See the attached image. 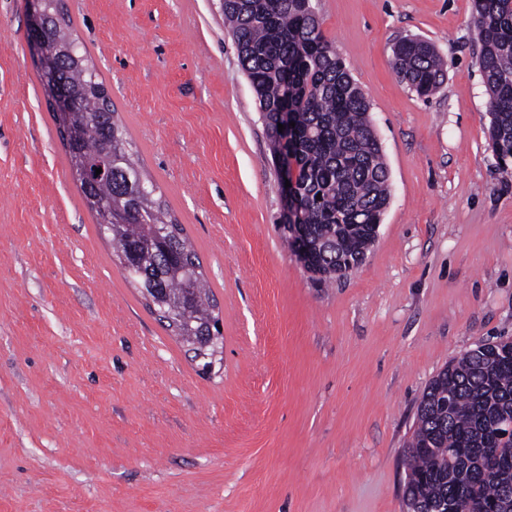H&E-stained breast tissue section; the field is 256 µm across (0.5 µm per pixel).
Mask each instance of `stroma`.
<instances>
[{"instance_id":"1","label":"stroma","mask_w":512,"mask_h":512,"mask_svg":"<svg viewBox=\"0 0 512 512\" xmlns=\"http://www.w3.org/2000/svg\"><path fill=\"white\" fill-rule=\"evenodd\" d=\"M221 319L211 369L148 306L83 203L28 38L0 0V512H406L405 451L448 362L512 337V174L471 0H313L371 102L389 204L322 284L218 0H63ZM446 62L433 96L401 38ZM392 69L408 88L427 98L443 84L444 64L429 43L416 38H403L392 51Z\"/></svg>"}]
</instances>
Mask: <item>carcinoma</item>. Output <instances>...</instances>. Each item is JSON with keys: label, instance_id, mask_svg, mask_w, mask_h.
I'll return each instance as SVG.
<instances>
[{"label": "carcinoma", "instance_id": "obj_1", "mask_svg": "<svg viewBox=\"0 0 512 512\" xmlns=\"http://www.w3.org/2000/svg\"><path fill=\"white\" fill-rule=\"evenodd\" d=\"M48 0L51 26L61 45L77 41L72 24ZM222 13L238 58L260 106L271 154L279 148L280 113L288 111L292 156L303 210L305 259L321 280L337 278L336 261L362 264L372 245V224L389 202L388 169L371 124L370 102L322 34L310 0H223ZM480 52L477 65L489 99L492 151L512 161V0H473ZM392 69L408 88L427 98L443 84L444 64L429 43L403 38ZM63 78L80 99L70 116L79 142L69 166L97 223L112 212L107 229L127 278L168 327L191 347L209 335L219 316L210 301L196 252L184 228L162 202L139 190L125 127L87 51L66 56ZM112 130V175L84 189L85 161L103 150ZM321 199H316V196ZM168 224L170 250L154 241V226ZM512 419V346L487 342L451 361L428 385L417 407V427L406 450V506L414 512H512V437L497 425Z\"/></svg>", "mask_w": 512, "mask_h": 512}]
</instances>
